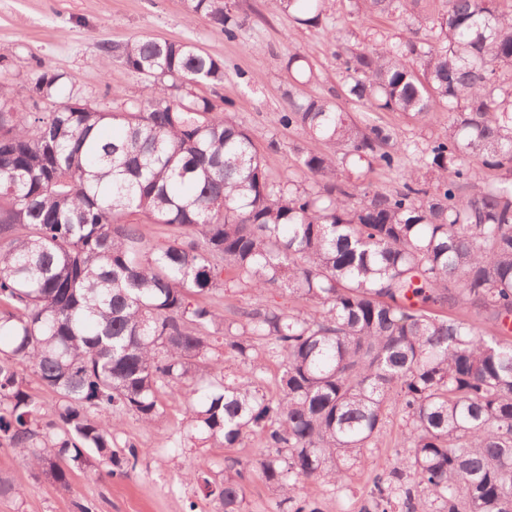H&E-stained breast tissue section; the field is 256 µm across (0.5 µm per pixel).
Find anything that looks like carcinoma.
Instances as JSON below:
<instances>
[{
	"label": "carcinoma",
	"mask_w": 512,
	"mask_h": 512,
	"mask_svg": "<svg viewBox=\"0 0 512 512\" xmlns=\"http://www.w3.org/2000/svg\"><path fill=\"white\" fill-rule=\"evenodd\" d=\"M327 2L272 0L306 25ZM355 4L401 13L415 0ZM190 12L235 37L226 0H190ZM97 49L145 79L117 111L49 69L24 105L0 82V444L57 492L76 470L121 477L139 456L116 451L122 417L152 424L180 385L183 439L260 437L276 505L321 512L306 485L344 483L392 407L409 455L375 462L364 512H393L396 490L405 512H427L417 487L442 512H512V11L445 0L418 42L337 53L345 89L291 99L279 117L322 145L297 148L307 185L273 181L250 132L194 95L223 83V61L150 37ZM288 70L313 76L299 54ZM346 101L419 121L445 105L425 174L405 172L393 193L343 178L346 165L392 169L409 149L387 126L353 123ZM130 212L170 227L168 240L149 242ZM229 285L254 297L233 321L209 301ZM220 345L241 375L224 376ZM260 349L279 361L274 393L257 384ZM32 382L55 395L48 422ZM186 479L217 512H243L239 459Z\"/></svg>",
	"instance_id": "cac0c4a2"
}]
</instances>
